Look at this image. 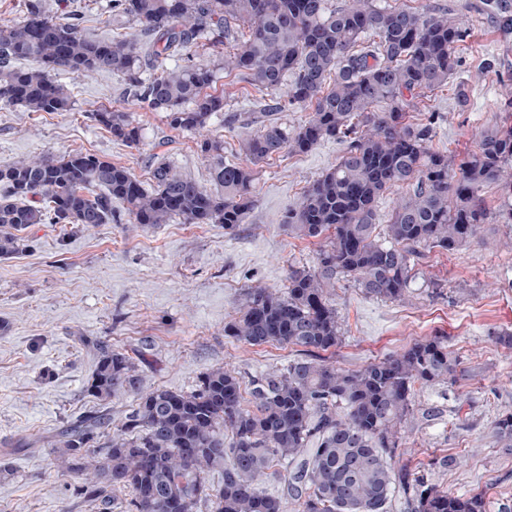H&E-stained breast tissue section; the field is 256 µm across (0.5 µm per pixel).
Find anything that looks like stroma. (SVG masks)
<instances>
[{"mask_svg":"<svg viewBox=\"0 0 512 512\" xmlns=\"http://www.w3.org/2000/svg\"><path fill=\"white\" fill-rule=\"evenodd\" d=\"M422 5L462 16L469 29L460 63L447 86L424 99L439 121L433 146L465 155L473 136L506 117L501 84L512 71V34L467 11L468 0H378ZM47 14L76 22L89 39L133 34L131 22L112 15V0H42ZM495 57L490 71L484 59ZM72 90L65 112H30L0 105V166L21 158L74 151L120 164L151 186L155 159L163 158L201 185L210 175L197 134L173 128L167 113L144 108L119 74H60ZM465 88L467 107L456 100ZM213 93L224 108L242 116L225 124L213 118L211 133L224 141V159L245 160L243 119L260 92L240 76L218 75ZM131 113L143 128L139 145L127 146L91 119L98 109ZM343 143L330 139L308 153H281L259 164L246 218L230 233L220 224L172 221L154 228L105 224H32L21 233L18 253L0 258V512H96L84 502L79 478L59 476L44 440L63 424L96 408L85 387L94 369L86 340H98L137 358L145 388L197 389L202 376L221 365L243 381L303 359L302 347L249 346L226 336L247 288L288 285V271L315 264L321 239H301L288 213L304 187L335 165ZM491 223L476 241L453 251L423 250L406 300L366 294L357 282H339L333 297L341 344L327 354L344 369L401 351L431 336H444L459 361L456 382L418 389L414 422L402 439L397 465L448 492H482L487 512H512V447L498 437L495 422L512 412V223L499 218L495 187L483 191ZM25 439L26 449H9Z\"/></svg>","mask_w":512,"mask_h":512,"instance_id":"obj_1","label":"stroma"}]
</instances>
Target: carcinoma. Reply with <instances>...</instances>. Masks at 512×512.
Listing matches in <instances>:
<instances>
[{
  "label": "carcinoma",
  "instance_id": "cac0c4a2",
  "mask_svg": "<svg viewBox=\"0 0 512 512\" xmlns=\"http://www.w3.org/2000/svg\"><path fill=\"white\" fill-rule=\"evenodd\" d=\"M504 34L512 33V0L474 5ZM112 10L137 26L131 37L90 40L78 25L49 18L40 0L20 19H0V104L30 112H63L71 89L55 72H112L173 127L201 131L224 111V97L207 92L216 71L236 73L274 105L311 107L288 130L267 118L241 140L249 164L224 162V142L199 143L213 189L161 158L146 189L126 167L93 154H48L0 168V257L16 254L18 232L31 224H222L233 230L251 206L254 166L288 151L305 154L321 142L345 144L341 158L307 186L288 224L301 238L329 233L313 266L292 269L288 287L249 288L240 316L224 327L248 345H298V360L247 385L216 367L198 389L146 391L132 357L98 342L87 395L107 401L132 394L136 405L121 424L94 411L47 438L63 476H84L81 492L103 512H486L484 495H454L395 467L401 432L413 423L417 388L456 377L448 344L433 337L356 370L336 367L318 352L342 342L332 296L352 277L372 296L409 297L411 261L426 248L453 251L471 243L489 212L482 190H500L512 218V123L475 137L465 158L431 148L437 117L413 122L425 94L452 78L458 44L467 36L459 17L376 0H113ZM224 47L216 63L187 64L146 82L142 74L199 45ZM34 57L38 69L14 62ZM91 118L112 138L136 146L143 133L131 113L98 110ZM398 193L376 239V204ZM512 447V413L496 421ZM219 470L214 488L206 475ZM281 484L282 494L258 484Z\"/></svg>",
  "mask_w": 512,
  "mask_h": 512
}]
</instances>
